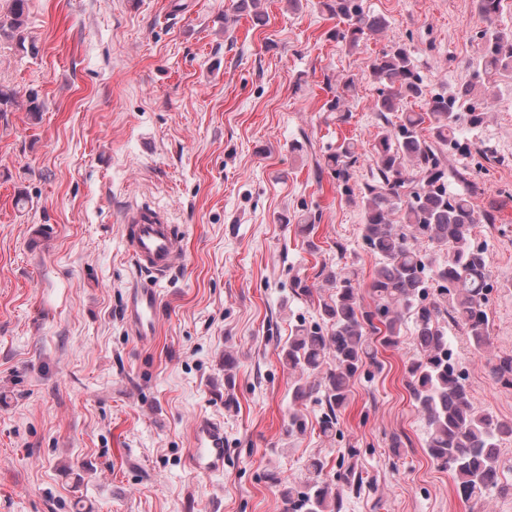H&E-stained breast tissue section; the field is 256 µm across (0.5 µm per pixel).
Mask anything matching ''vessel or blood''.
<instances>
[{
  "mask_svg": "<svg viewBox=\"0 0 512 512\" xmlns=\"http://www.w3.org/2000/svg\"><path fill=\"white\" fill-rule=\"evenodd\" d=\"M123 222L128 251L136 268L148 279L133 288L126 310L127 324L140 340L153 337L160 308L159 284L176 267L179 230L168 214L145 203L127 207ZM190 466L210 475L223 472L225 461L224 426L216 419L201 418L192 429Z\"/></svg>",
  "mask_w": 512,
  "mask_h": 512,
  "instance_id": "1",
  "label": "vessel or blood"
}]
</instances>
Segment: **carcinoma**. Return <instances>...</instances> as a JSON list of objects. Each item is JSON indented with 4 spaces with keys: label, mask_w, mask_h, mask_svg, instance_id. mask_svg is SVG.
<instances>
[{
    "label": "carcinoma",
    "mask_w": 512,
    "mask_h": 512,
    "mask_svg": "<svg viewBox=\"0 0 512 512\" xmlns=\"http://www.w3.org/2000/svg\"><path fill=\"white\" fill-rule=\"evenodd\" d=\"M321 7L338 20L336 38L351 48L380 34L388 21L364 10L361 0H321ZM486 23L480 31L477 57L469 80L452 91H431L417 71L411 51L395 44L370 63L373 79L381 85L374 110L386 125L373 148L371 178L361 187L362 240L377 259L364 304L361 287L344 269H331L325 282L331 292L319 300L321 321L294 326L278 352L281 363L293 372L292 399L303 402L320 396L326 410L320 431L336 436L339 416L348 404L352 385L366 367L382 369L376 345L395 347L404 329L412 326L415 349L406 368L407 386L425 426V448L432 461L455 476L459 495L475 505L483 503L499 485L501 444L512 439V422L476 409L470 399L453 349L448 344V321L466 329L476 351L490 346L488 293L491 271L483 249L472 242L475 225L492 223L479 214L469 193L448 188L445 153L454 149L471 154L472 142L459 137L460 128L483 123L491 97L488 85L512 73V30L501 28L499 18L507 0H475ZM29 0H8L0 15V37L22 50L36 52L27 33ZM424 102V110H403V103ZM22 106L41 119L43 104L30 91L0 85V115ZM399 113L397 122L388 114ZM432 135H421L423 126ZM358 162L348 140L327 158L336 179L348 181ZM446 251L433 263L428 249ZM238 360L224 350V409L236 401L232 390ZM493 379L512 387V355L491 361ZM280 486L286 512H341L342 498L333 492L319 457L308 460L304 474Z\"/></svg>",
    "instance_id": "carcinoma-1"
}]
</instances>
